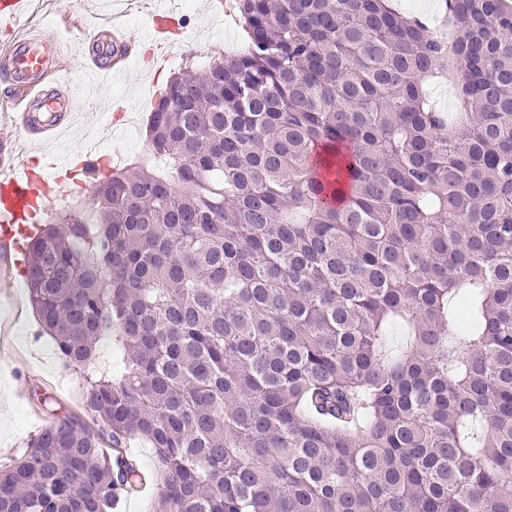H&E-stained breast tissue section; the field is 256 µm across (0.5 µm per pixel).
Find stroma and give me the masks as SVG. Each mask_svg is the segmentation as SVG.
<instances>
[{"label":"stroma","mask_w":512,"mask_h":512,"mask_svg":"<svg viewBox=\"0 0 512 512\" xmlns=\"http://www.w3.org/2000/svg\"><path fill=\"white\" fill-rule=\"evenodd\" d=\"M169 6L180 16L184 49L148 42V20L140 0H134L123 24L137 45L152 44L151 62L133 56L134 75L113 81L109 90L111 111H99L97 96L80 95L78 107L90 115L93 129L64 141L52 155L27 147L25 157L31 165L42 166L52 156L73 158L87 149L111 159L147 156L144 122L156 95L183 60L217 48L243 49L241 29L227 31L223 20L209 15L205 0H169ZM101 13L100 0H29L26 19L74 47L85 43L86 25L103 26ZM82 386L81 375L65 366L51 339L41 334L26 283L19 273H12L10 284L0 286V464L22 453L47 412L76 411Z\"/></svg>","instance_id":"35a3bbf8"}]
</instances>
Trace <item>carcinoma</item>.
<instances>
[{
    "label": "carcinoma",
    "instance_id": "obj_1",
    "mask_svg": "<svg viewBox=\"0 0 512 512\" xmlns=\"http://www.w3.org/2000/svg\"><path fill=\"white\" fill-rule=\"evenodd\" d=\"M236 8L244 51L185 59L152 161L28 241L84 393L0 465V512L149 478V512H512V0H448L449 41L387 0ZM429 93L434 105L445 112L455 111V87L452 80H434L429 85ZM119 352L115 346L111 336H103L97 345L96 362L98 369L102 371H110L116 363Z\"/></svg>",
    "mask_w": 512,
    "mask_h": 512
}]
</instances>
